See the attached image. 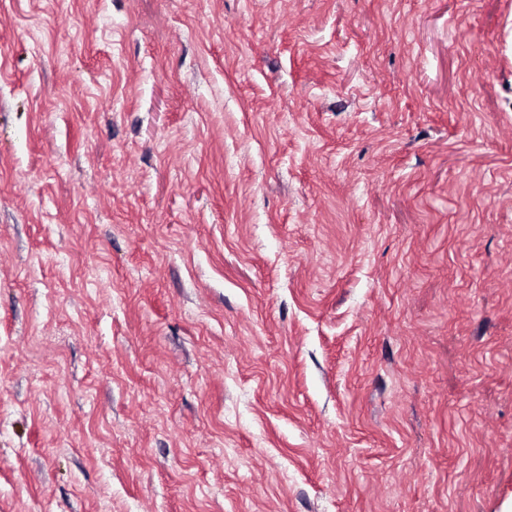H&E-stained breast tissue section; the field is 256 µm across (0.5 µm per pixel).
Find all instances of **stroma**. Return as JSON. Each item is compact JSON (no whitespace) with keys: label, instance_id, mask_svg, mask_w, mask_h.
I'll list each match as a JSON object with an SVG mask.
<instances>
[{"label":"stroma","instance_id":"35a3bbf8","mask_svg":"<svg viewBox=\"0 0 512 512\" xmlns=\"http://www.w3.org/2000/svg\"><path fill=\"white\" fill-rule=\"evenodd\" d=\"M0 512H512V0H0Z\"/></svg>","mask_w":512,"mask_h":512}]
</instances>
